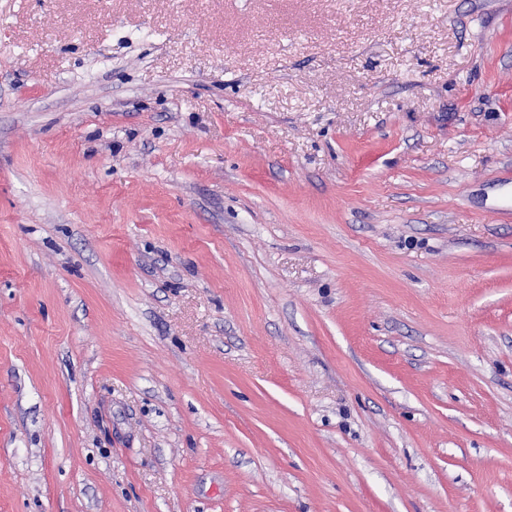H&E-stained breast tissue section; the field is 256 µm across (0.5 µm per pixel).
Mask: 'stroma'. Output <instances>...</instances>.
Segmentation results:
<instances>
[{
	"instance_id": "obj_1",
	"label": "stroma",
	"mask_w": 512,
	"mask_h": 512,
	"mask_svg": "<svg viewBox=\"0 0 512 512\" xmlns=\"http://www.w3.org/2000/svg\"><path fill=\"white\" fill-rule=\"evenodd\" d=\"M0 512H512V0H0Z\"/></svg>"
}]
</instances>
